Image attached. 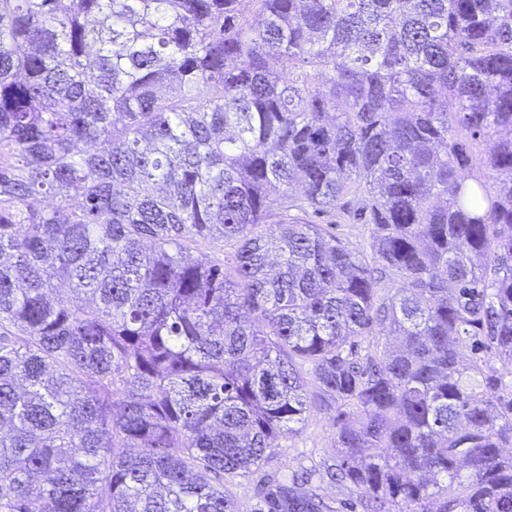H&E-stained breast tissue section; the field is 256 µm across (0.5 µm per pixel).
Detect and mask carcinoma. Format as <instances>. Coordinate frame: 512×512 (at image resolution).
<instances>
[{
  "instance_id": "carcinoma-1",
  "label": "carcinoma",
  "mask_w": 512,
  "mask_h": 512,
  "mask_svg": "<svg viewBox=\"0 0 512 512\" xmlns=\"http://www.w3.org/2000/svg\"><path fill=\"white\" fill-rule=\"evenodd\" d=\"M466 348L512 368V0H0V512H237L327 396L364 512H512ZM318 224H323L328 230L341 239L349 249L360 254L370 253V228L366 224H348L341 207L327 208L320 218H314ZM332 224V225H326Z\"/></svg>"
}]
</instances>
